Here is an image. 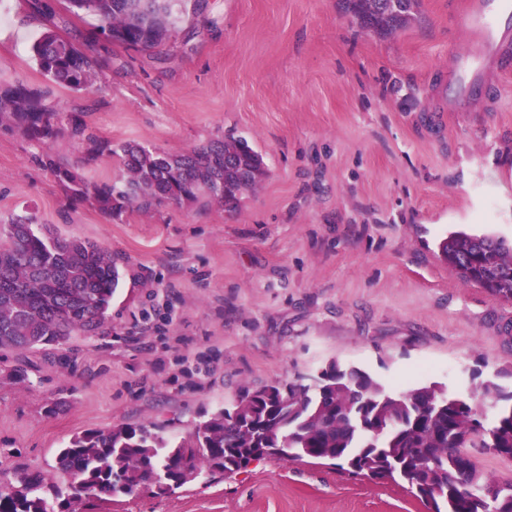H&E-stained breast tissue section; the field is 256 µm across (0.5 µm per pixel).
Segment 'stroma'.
I'll return each mask as SVG.
<instances>
[{"label":"stroma","mask_w":512,"mask_h":512,"mask_svg":"<svg viewBox=\"0 0 512 512\" xmlns=\"http://www.w3.org/2000/svg\"><path fill=\"white\" fill-rule=\"evenodd\" d=\"M464 0H420L380 35L339 0H183L166 41L135 50L97 20L0 0V84L49 88L89 133L179 153L227 136L266 173L236 209L74 207L38 143L0 131V223L24 216L96 242L120 280L96 333L32 353L29 380L0 356V468L53 473L76 433L155 426L174 441L245 387L329 361L387 387L437 381L468 395L512 368V301L442 260L449 232L512 241V63L460 95L452 55L476 50ZM83 33L95 90L49 86L34 57L48 28ZM75 512H427L395 482L311 460L251 463L210 485L86 501Z\"/></svg>","instance_id":"obj_1"}]
</instances>
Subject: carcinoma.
<instances>
[{
  "mask_svg": "<svg viewBox=\"0 0 512 512\" xmlns=\"http://www.w3.org/2000/svg\"><path fill=\"white\" fill-rule=\"evenodd\" d=\"M361 25L389 35L416 18L418 0H340ZM71 13L96 17L100 34L129 49L161 45L173 23L154 24L167 13L179 19L181 0H64ZM82 35L47 30L34 53L55 84L81 93L94 84L99 61L80 47ZM43 93L23 84L0 88V127L52 146L62 135L86 145L80 162L107 155L126 175L125 186L85 180L73 165L46 155L45 166L74 203L92 200L112 215L136 204L149 207L217 203L232 206L216 178L231 185L260 165L245 138L217 140L179 154L151 151L136 142H112L87 133L84 110L66 115L42 103ZM19 219L0 226V351L17 354L11 375L24 379V353L60 344L103 324L119 273L102 245L50 232H30ZM443 260L463 282L494 298L512 301V243L491 236L454 233L439 245ZM493 404L492 420L473 398L430 382L389 390L370 373L332 362L314 387L275 381L244 388L232 409H221L173 444L142 424H125L72 436L61 449L58 481L25 471L0 477V512H65L75 500L103 504L149 485L167 494L204 475L232 476L251 459L331 461L373 480L401 479L430 512H512V482L478 467L471 448H493L512 459V389L492 380L477 389Z\"/></svg>",
  "mask_w": 512,
  "mask_h": 512,
  "instance_id": "cac0c4a2",
  "label": "carcinoma"
}]
</instances>
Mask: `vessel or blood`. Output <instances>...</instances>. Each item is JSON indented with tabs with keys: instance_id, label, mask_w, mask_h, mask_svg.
<instances>
[{
	"instance_id": "b4317fda",
	"label": "vessel or blood",
	"mask_w": 512,
	"mask_h": 512,
	"mask_svg": "<svg viewBox=\"0 0 512 512\" xmlns=\"http://www.w3.org/2000/svg\"><path fill=\"white\" fill-rule=\"evenodd\" d=\"M510 6L512 0H468L465 24L477 36L481 51L477 54H460L455 60V68L461 75V93L466 94L477 88L484 58L499 56L504 35L498 26L496 15Z\"/></svg>"
}]
</instances>
